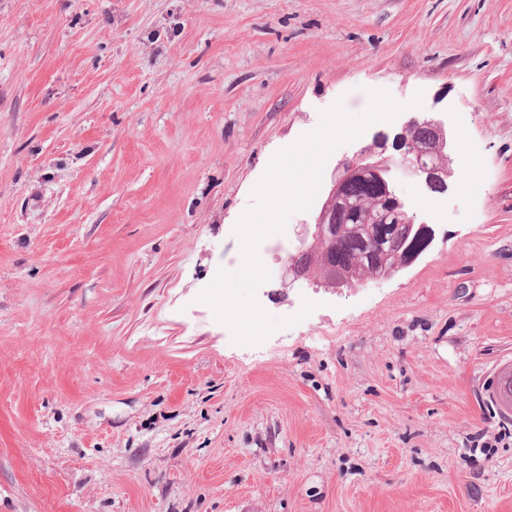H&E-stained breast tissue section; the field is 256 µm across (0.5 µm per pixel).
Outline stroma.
<instances>
[{
    "mask_svg": "<svg viewBox=\"0 0 512 512\" xmlns=\"http://www.w3.org/2000/svg\"><path fill=\"white\" fill-rule=\"evenodd\" d=\"M370 89L324 171L443 120L429 246L328 288L260 244L316 307L235 343L198 296L255 187ZM511 370L512 0H0V512H512Z\"/></svg>",
    "mask_w": 512,
    "mask_h": 512,
    "instance_id": "35a3bbf8",
    "label": "stroma"
}]
</instances>
